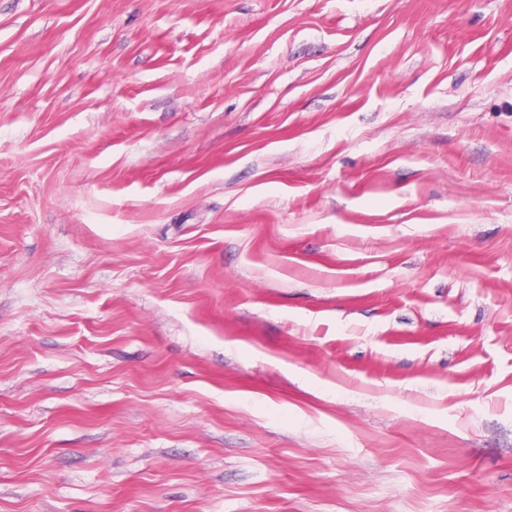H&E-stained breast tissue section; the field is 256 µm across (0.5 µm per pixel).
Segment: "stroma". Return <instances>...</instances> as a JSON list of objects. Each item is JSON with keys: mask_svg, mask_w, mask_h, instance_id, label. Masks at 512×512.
Listing matches in <instances>:
<instances>
[{"mask_svg": "<svg viewBox=\"0 0 512 512\" xmlns=\"http://www.w3.org/2000/svg\"><path fill=\"white\" fill-rule=\"evenodd\" d=\"M0 512H512V0H0Z\"/></svg>", "mask_w": 512, "mask_h": 512, "instance_id": "obj_1", "label": "stroma"}]
</instances>
